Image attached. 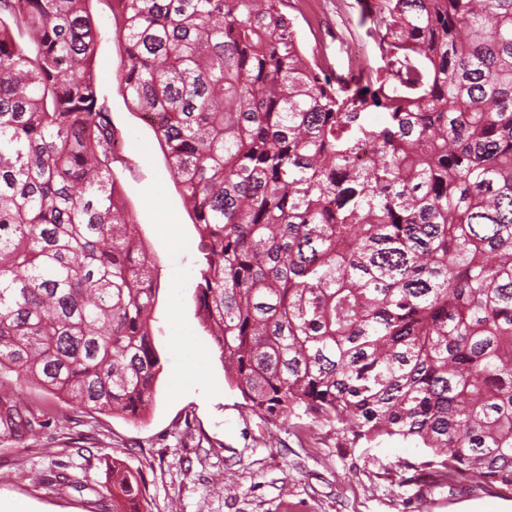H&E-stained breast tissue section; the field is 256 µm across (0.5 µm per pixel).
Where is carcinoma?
I'll use <instances>...</instances> for the list:
<instances>
[{"label": "carcinoma", "mask_w": 512, "mask_h": 512, "mask_svg": "<svg viewBox=\"0 0 512 512\" xmlns=\"http://www.w3.org/2000/svg\"><path fill=\"white\" fill-rule=\"evenodd\" d=\"M90 2L0 0V438L28 423L12 373L136 419L163 370ZM109 2L245 405L512 492V0H376L381 65L342 77L286 0Z\"/></svg>", "instance_id": "cac0c4a2"}]
</instances>
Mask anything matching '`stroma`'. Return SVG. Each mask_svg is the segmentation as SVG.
Here are the masks:
<instances>
[{
    "label": "stroma",
    "mask_w": 512,
    "mask_h": 512,
    "mask_svg": "<svg viewBox=\"0 0 512 512\" xmlns=\"http://www.w3.org/2000/svg\"><path fill=\"white\" fill-rule=\"evenodd\" d=\"M102 39L101 90L124 138L119 185L158 266L152 335L163 362L139 419L76 410L35 383L14 396L39 424L0 438V503L15 512H112L103 485L113 461L140 476V512H512L494 484L451 481L424 468L425 449L387 441L351 445L309 417L270 422L227 382L220 354L194 302L200 238L151 126L119 89L122 47L108 0H92ZM358 0H290L306 55L349 71L339 43L353 37L370 62L379 53L358 25ZM77 487L59 484L58 475Z\"/></svg>",
    "instance_id": "obj_1"
}]
</instances>
